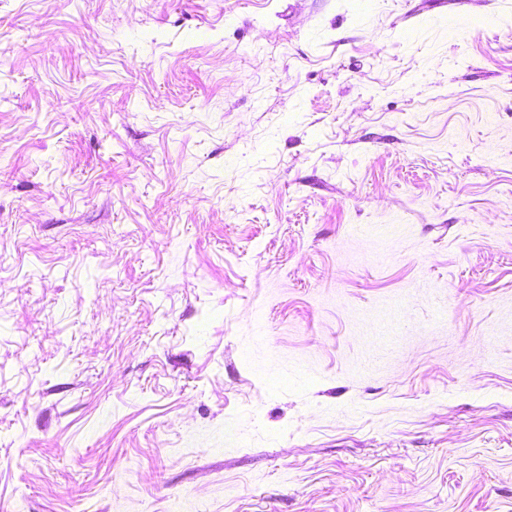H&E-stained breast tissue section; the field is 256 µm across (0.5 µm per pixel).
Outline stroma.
<instances>
[{
    "mask_svg": "<svg viewBox=\"0 0 512 512\" xmlns=\"http://www.w3.org/2000/svg\"><path fill=\"white\" fill-rule=\"evenodd\" d=\"M0 512H512V0H0Z\"/></svg>",
    "mask_w": 512,
    "mask_h": 512,
    "instance_id": "1",
    "label": "stroma"
}]
</instances>
